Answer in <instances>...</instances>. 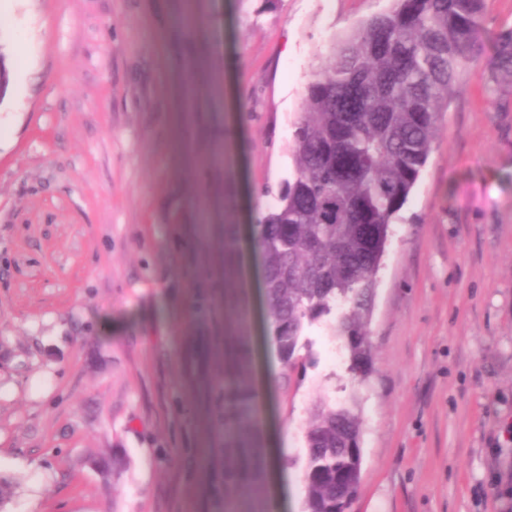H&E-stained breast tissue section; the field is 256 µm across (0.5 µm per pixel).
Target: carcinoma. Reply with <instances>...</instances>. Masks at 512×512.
<instances>
[{
	"mask_svg": "<svg viewBox=\"0 0 512 512\" xmlns=\"http://www.w3.org/2000/svg\"><path fill=\"white\" fill-rule=\"evenodd\" d=\"M486 0H392L387 11L331 41L313 69L293 124V173L277 204L254 229L265 271L272 343L292 367L306 329L329 324L343 342L351 378L362 382L372 362L368 322L377 274L392 225L433 150L448 94L472 64L487 58L492 79L512 77V30L491 48L482 36ZM224 140L208 142L202 162H223ZM217 183L190 210L201 230L223 214ZM225 268L238 252L234 225H224ZM215 272H194L195 311H217ZM233 374L224 383L227 512L241 487L260 481L255 440L244 405L253 397L250 350L238 339ZM303 512H348L362 466L358 402L321 401L305 429Z\"/></svg>",
	"mask_w": 512,
	"mask_h": 512,
	"instance_id": "carcinoma-1",
	"label": "carcinoma"
}]
</instances>
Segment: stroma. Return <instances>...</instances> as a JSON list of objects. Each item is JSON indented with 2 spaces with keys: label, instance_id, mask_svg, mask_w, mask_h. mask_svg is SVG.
<instances>
[{
  "label": "stroma",
  "instance_id": "1",
  "mask_svg": "<svg viewBox=\"0 0 512 512\" xmlns=\"http://www.w3.org/2000/svg\"><path fill=\"white\" fill-rule=\"evenodd\" d=\"M390 0H206L200 68L220 107L185 129L179 0H0L11 90L0 101V473L10 512H224L213 386L226 333L255 348L249 419L285 481L263 508L302 512L305 427L322 398L356 397L362 471L350 512H512V78L468 68L393 226L364 382L342 343L307 331L286 370L261 275L200 326L169 212L195 183L188 136H224L217 178L240 252L292 174V126L332 38ZM271 194H263V187ZM117 457L103 474L99 461Z\"/></svg>",
  "mask_w": 512,
  "mask_h": 512
}]
</instances>
